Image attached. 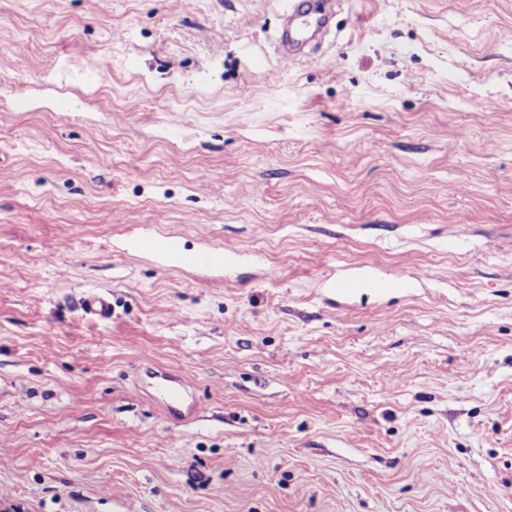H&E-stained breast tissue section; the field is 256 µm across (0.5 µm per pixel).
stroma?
Here are the masks:
<instances>
[{
  "instance_id": "obj_1",
  "label": "stroma",
  "mask_w": 512,
  "mask_h": 512,
  "mask_svg": "<svg viewBox=\"0 0 512 512\" xmlns=\"http://www.w3.org/2000/svg\"><path fill=\"white\" fill-rule=\"evenodd\" d=\"M286 7L0 0V512H512V0ZM300 40V30L292 25H288V20L281 30L278 43L279 55L285 66L295 61V46ZM134 253L155 256L164 262H171L177 270L221 268L231 264L240 254L237 246L224 245L221 248L192 250L186 247L180 237L170 234H153L131 241ZM413 276L410 278L396 277L390 281H384L375 277L352 279L330 275L324 279L325 288L342 297L351 296L358 288H368L374 292H385L393 289L409 288ZM81 310L91 320L107 322L112 319V300L107 293L93 291L81 299ZM157 390L166 404L167 410H174L186 401V391L182 384L173 381L169 375H162Z\"/></svg>"
}]
</instances>
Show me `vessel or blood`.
I'll list each match as a JSON object with an SVG mask.
<instances>
[{"label":"vessel or blood","instance_id":"vessel-or-blood-1","mask_svg":"<svg viewBox=\"0 0 512 512\" xmlns=\"http://www.w3.org/2000/svg\"><path fill=\"white\" fill-rule=\"evenodd\" d=\"M300 40V31L291 25H284L278 43L279 55L283 64H292L295 60V47ZM130 248L138 254H147L172 264L177 270H195L202 268H221L231 264L240 254L238 247L227 245L221 248L192 250L186 247L180 237L170 234H153L135 239ZM426 269H418L413 278L397 277L384 281L375 277L352 279L328 276L324 285L335 294L348 297L356 289L367 288L375 292L409 287L412 280L427 277ZM81 310L91 320L107 322L112 318V300L107 293L93 291L86 293L81 299ZM157 390L166 404L173 410L186 401V391L182 384L173 381L170 376H161Z\"/></svg>","mask_w":512,"mask_h":512}]
</instances>
